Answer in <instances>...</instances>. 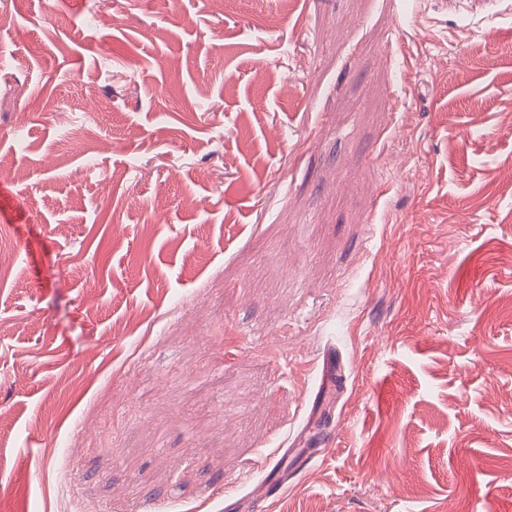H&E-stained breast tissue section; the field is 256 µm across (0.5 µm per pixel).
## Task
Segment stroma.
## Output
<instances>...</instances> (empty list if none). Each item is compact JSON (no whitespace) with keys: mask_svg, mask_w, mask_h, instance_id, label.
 Masks as SVG:
<instances>
[{"mask_svg":"<svg viewBox=\"0 0 512 512\" xmlns=\"http://www.w3.org/2000/svg\"><path fill=\"white\" fill-rule=\"evenodd\" d=\"M0 11V512H512V0Z\"/></svg>","mask_w":512,"mask_h":512,"instance_id":"obj_1","label":"stroma"}]
</instances>
